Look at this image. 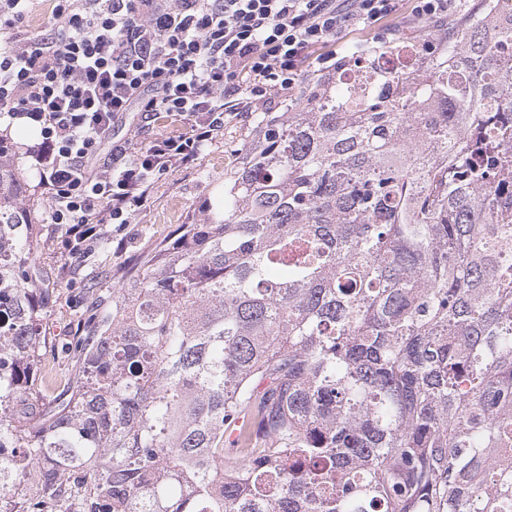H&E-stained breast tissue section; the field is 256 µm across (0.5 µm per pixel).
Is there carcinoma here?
I'll use <instances>...</instances> for the list:
<instances>
[{
    "label": "carcinoma",
    "instance_id": "carcinoma-1",
    "mask_svg": "<svg viewBox=\"0 0 512 512\" xmlns=\"http://www.w3.org/2000/svg\"><path fill=\"white\" fill-rule=\"evenodd\" d=\"M375 88L255 117L209 223L92 314L43 402L0 143V512H512V0Z\"/></svg>",
    "mask_w": 512,
    "mask_h": 512
}]
</instances>
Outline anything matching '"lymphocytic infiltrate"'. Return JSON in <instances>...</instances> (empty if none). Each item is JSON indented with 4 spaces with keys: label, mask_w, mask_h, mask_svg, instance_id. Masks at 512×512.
<instances>
[{
    "label": "lymphocytic infiltrate",
    "mask_w": 512,
    "mask_h": 512,
    "mask_svg": "<svg viewBox=\"0 0 512 512\" xmlns=\"http://www.w3.org/2000/svg\"><path fill=\"white\" fill-rule=\"evenodd\" d=\"M34 0H0V117L35 123L25 154L73 260L107 225L131 223L155 183L194 166L224 129L227 98L251 106L289 90L310 64L335 70L351 26L395 15L399 0H52L53 31H22ZM183 116L187 130L115 141L119 117ZM109 154H102L104 143Z\"/></svg>",
    "instance_id": "lymphocytic-infiltrate-1"
}]
</instances>
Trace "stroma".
<instances>
[{"label": "stroma", "instance_id": "stroma-1", "mask_svg": "<svg viewBox=\"0 0 512 512\" xmlns=\"http://www.w3.org/2000/svg\"><path fill=\"white\" fill-rule=\"evenodd\" d=\"M413 0H402L398 18L384 21L380 30L352 27L335 43L319 47V54L333 51L339 57L392 42L408 43L423 50L426 43L437 42L438 32L428 24L410 23ZM252 119L230 115L224 126V138L211 145L196 167L173 173L153 189L133 224L119 228L107 226L104 237L87 251L75 273L63 272L64 258L59 250L61 225L52 223L49 205L39 187V177L23 155L30 136L21 134L18 124H0V137L13 143L16 166L27 183L26 204L35 228V260L43 287L53 289V301L40 319L42 335L51 345L41 357V372L52 376L56 391H63L74 371L76 355L70 349L84 327L96 303L111 300L114 291L124 287L136 262L155 243L171 240L181 224H203L212 206L224 194V171L240 158L242 143L251 138Z\"/></svg>", "mask_w": 512, "mask_h": 512}]
</instances>
